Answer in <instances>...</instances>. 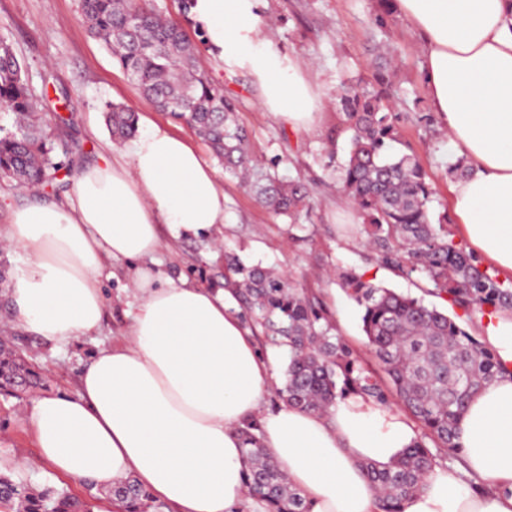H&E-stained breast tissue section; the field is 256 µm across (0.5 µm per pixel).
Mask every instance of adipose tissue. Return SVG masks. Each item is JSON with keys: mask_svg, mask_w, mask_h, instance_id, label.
I'll list each match as a JSON object with an SVG mask.
<instances>
[{"mask_svg": "<svg viewBox=\"0 0 512 512\" xmlns=\"http://www.w3.org/2000/svg\"><path fill=\"white\" fill-rule=\"evenodd\" d=\"M261 0H196L209 52L246 70L263 106L316 129L324 94L261 37ZM415 33L432 112L467 168L449 178L452 213L475 255L512 279V0H393ZM224 221V192L187 139L149 124L129 149L78 174L58 203L33 192L0 229L27 260L10 288L13 320L57 348L102 325L98 273L135 262L138 304L123 339L94 354L76 394L36 399L29 416L42 461L112 490L135 478L172 512H267L248 493L241 432L254 424L268 455L311 512H380L365 464L386 466L417 433L393 406L355 396L329 413L287 404L274 352H261L234 297L165 280L149 268L160 227L198 232ZM486 340L511 370L468 404L462 461L436 465L403 512H512V311L489 316Z\"/></svg>", "mask_w": 512, "mask_h": 512, "instance_id": "obj_1", "label": "adipose tissue"}]
</instances>
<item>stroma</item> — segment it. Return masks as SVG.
<instances>
[{"mask_svg": "<svg viewBox=\"0 0 512 512\" xmlns=\"http://www.w3.org/2000/svg\"><path fill=\"white\" fill-rule=\"evenodd\" d=\"M263 35L283 58L310 65V76L325 95L344 81L388 75L396 91L393 111L401 138L412 148L435 190L434 215L447 212L448 137L438 123L423 120L429 107L419 73L422 55L405 20L386 0H263ZM385 17L384 33L374 32V15ZM12 45L37 97L50 101L41 117L61 125V138L71 152V170L59 173L43 190L45 197L62 200L72 194L75 175L88 165L126 151L127 143L113 141L106 127L107 103H122L139 122L165 125L200 146L184 124L157 110L114 61L111 52L92 38L79 20L78 0H0V37ZM210 77L223 84L224 94L250 134L253 159L276 166L284 176L302 175L311 185L307 219L290 223L260 205L253 192L225 175L217 160L209 165L224 191V222L198 234L177 235L161 230L155 269L174 283L217 289L224 285V252L232 250L249 264H259L288 276L308 289L338 333L355 350L365 351L362 310L336 281V272L352 268L374 283L396 292L426 297V285L406 278L371 260L359 238L341 231L352 213L350 201L336 182V167L349 151L347 136H333L334 108L325 105L318 130L308 135L277 121L262 106L260 90L244 70H229L218 57L201 52ZM126 260H106L99 272L105 292V317L98 333L65 349L40 343L11 318L8 286L0 283V342L24 356L38 374L36 389L0 390V471L27 478L33 487L51 486L83 498L84 484L58 477L37 463L29 412L37 397L73 393L83 367L100 349L119 340L136 304Z\"/></svg>", "mask_w": 512, "mask_h": 512, "instance_id": "obj_1", "label": "stroma"}]
</instances>
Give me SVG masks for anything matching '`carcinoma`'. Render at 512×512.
Listing matches in <instances>:
<instances>
[{
    "instance_id": "1",
    "label": "carcinoma",
    "mask_w": 512,
    "mask_h": 512,
    "mask_svg": "<svg viewBox=\"0 0 512 512\" xmlns=\"http://www.w3.org/2000/svg\"><path fill=\"white\" fill-rule=\"evenodd\" d=\"M79 17L101 41L143 95L184 123L201 139L230 176L242 180L256 200L277 215L296 221L308 206L310 190L296 177L284 179L249 155V134L234 105L224 98L199 60V49L181 21L160 13L154 0H79ZM334 98L336 130L350 135V151L336 179L360 218L356 232L383 265L417 277L426 292L461 311L450 316L422 298L396 293L364 275L342 270V286L363 307V332L385 381L362 368L359 356L316 308L315 299L288 277L244 265L224 253L225 279L247 323L265 342L288 348L289 362L278 396L302 409L326 412L336 399L354 394L386 405L389 396L424 430L413 446L390 465H366L379 492L381 512H400L438 463L431 448L460 453L456 430L470 398L503 373L492 351L458 319L473 322L498 310H512V284L482 269L477 257L455 242L448 216H434L428 176L413 154L391 153L399 143L392 112L394 90L373 82L341 83ZM0 109L14 117V129L0 134V179L19 188H39L56 179V144L51 128L37 119L38 100L10 44L0 39ZM112 137L126 140L137 131V114L106 105ZM37 380L25 362L0 344V388ZM246 485L266 502L268 512H310L300 490L290 485L263 448L252 425L242 431ZM122 512H162L164 505L136 481L113 488ZM0 512H93V505L64 490H38L0 473Z\"/></svg>"
}]
</instances>
